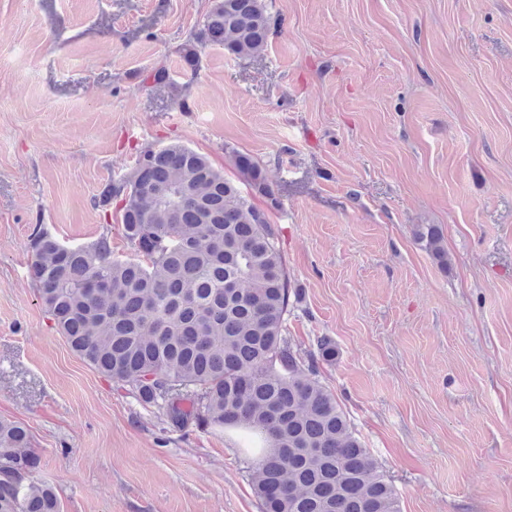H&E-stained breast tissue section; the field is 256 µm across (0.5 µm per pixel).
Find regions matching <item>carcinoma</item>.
<instances>
[{"instance_id":"obj_1","label":"carcinoma","mask_w":512,"mask_h":512,"mask_svg":"<svg viewBox=\"0 0 512 512\" xmlns=\"http://www.w3.org/2000/svg\"><path fill=\"white\" fill-rule=\"evenodd\" d=\"M270 25L264 0H211L195 42L246 59ZM233 158L240 179L276 205L260 164ZM112 200L138 260L112 257L106 235L73 247L40 227L28 241L30 278L70 349L175 428L259 437L262 512H400L389 476L318 378L335 343L321 336L303 359L285 336L290 281L267 211L180 144L141 152L104 191L102 202ZM414 235L448 267L436 225ZM39 465L27 428L0 418V512H60L54 488L32 480Z\"/></svg>"}]
</instances>
